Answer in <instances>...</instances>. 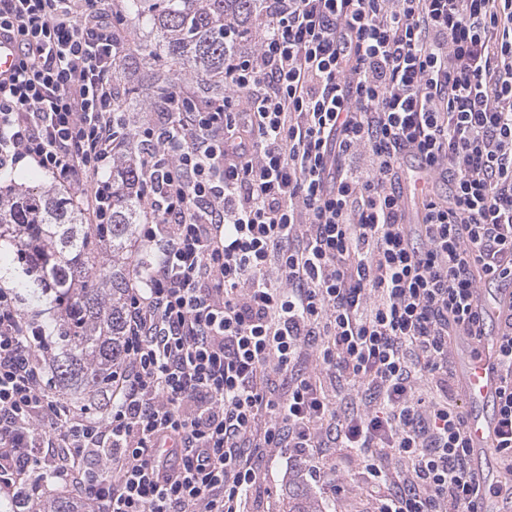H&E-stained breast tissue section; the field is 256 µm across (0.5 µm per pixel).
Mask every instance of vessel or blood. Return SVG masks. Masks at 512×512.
<instances>
[{
    "label": "vessel or blood",
    "mask_w": 512,
    "mask_h": 512,
    "mask_svg": "<svg viewBox=\"0 0 512 512\" xmlns=\"http://www.w3.org/2000/svg\"><path fill=\"white\" fill-rule=\"evenodd\" d=\"M476 302L483 319L480 355H465L458 362V392L466 405L465 429L470 448L468 464L478 490V512H512V494L494 453L500 433V368L495 346L503 313L512 305V279H499L495 287L479 286Z\"/></svg>",
    "instance_id": "1"
}]
</instances>
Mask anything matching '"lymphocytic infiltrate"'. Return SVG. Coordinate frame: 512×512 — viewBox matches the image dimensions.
<instances>
[{
    "label": "lymphocytic infiltrate",
    "instance_id": "1",
    "mask_svg": "<svg viewBox=\"0 0 512 512\" xmlns=\"http://www.w3.org/2000/svg\"><path fill=\"white\" fill-rule=\"evenodd\" d=\"M124 25L112 0H0V170L31 160L104 224L136 136L148 251L99 406L57 391L0 286V499L50 481L85 512H248L275 450L350 448L378 512H474L448 343L479 350L477 281L512 276V0H262L223 98L173 87L138 120ZM496 356L512 461V314Z\"/></svg>",
    "mask_w": 512,
    "mask_h": 512
}]
</instances>
